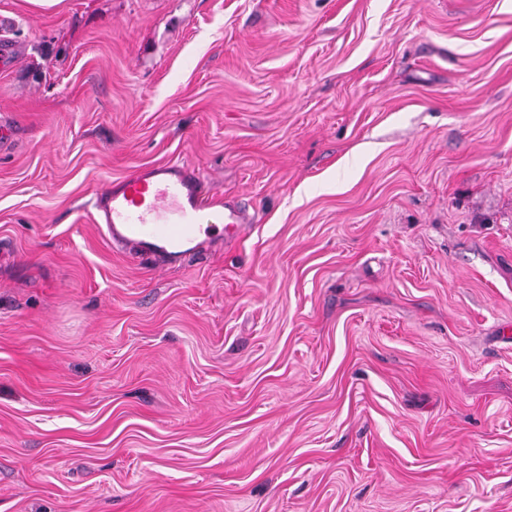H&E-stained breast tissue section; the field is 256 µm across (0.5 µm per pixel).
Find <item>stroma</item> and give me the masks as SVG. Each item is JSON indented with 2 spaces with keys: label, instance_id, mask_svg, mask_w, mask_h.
Listing matches in <instances>:
<instances>
[{
  "label": "stroma",
  "instance_id": "35a3bbf8",
  "mask_svg": "<svg viewBox=\"0 0 512 512\" xmlns=\"http://www.w3.org/2000/svg\"><path fill=\"white\" fill-rule=\"evenodd\" d=\"M0 512H512V0H0ZM180 161L239 237L92 200ZM207 194L184 163L140 168L96 193L94 219L112 244L167 261L197 250L203 238L237 237L248 224L234 201L212 193L206 205Z\"/></svg>",
  "mask_w": 512,
  "mask_h": 512
}]
</instances>
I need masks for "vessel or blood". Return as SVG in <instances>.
Listing matches in <instances>:
<instances>
[{"label":"vessel or blood","mask_w":512,"mask_h":512,"mask_svg":"<svg viewBox=\"0 0 512 512\" xmlns=\"http://www.w3.org/2000/svg\"><path fill=\"white\" fill-rule=\"evenodd\" d=\"M94 219L113 244L167 261L197 250L202 240L235 237L246 212L180 162L138 169L95 195Z\"/></svg>","instance_id":"1"}]
</instances>
